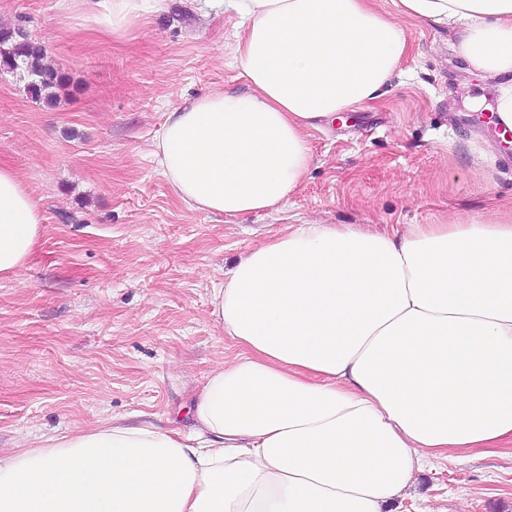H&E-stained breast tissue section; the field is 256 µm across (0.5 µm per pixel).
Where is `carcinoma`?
<instances>
[{"mask_svg":"<svg viewBox=\"0 0 512 512\" xmlns=\"http://www.w3.org/2000/svg\"><path fill=\"white\" fill-rule=\"evenodd\" d=\"M0 69L22 71L29 94L48 105L56 102V89L64 83V76L46 61L42 46L11 31H0Z\"/></svg>","mask_w":512,"mask_h":512,"instance_id":"cac0c4a2","label":"carcinoma"}]
</instances>
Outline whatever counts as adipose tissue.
Here are the masks:
<instances>
[{"instance_id": "obj_1", "label": "adipose tissue", "mask_w": 512, "mask_h": 512, "mask_svg": "<svg viewBox=\"0 0 512 512\" xmlns=\"http://www.w3.org/2000/svg\"><path fill=\"white\" fill-rule=\"evenodd\" d=\"M202 0L238 20L252 91L169 112L151 154L188 209L287 204L306 131L381 97L408 50L398 16L460 33L512 129V0ZM170 0H70L76 30L130 39ZM0 163V278L43 236ZM211 314L239 348L194 396L190 433L103 420L0 452V512H390L437 453L512 440V209L404 234L290 225L242 255Z\"/></svg>"}]
</instances>
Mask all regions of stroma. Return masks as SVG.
Returning a JSON list of instances; mask_svg holds the SVG:
<instances>
[{"instance_id":"1","label":"stroma","mask_w":512,"mask_h":512,"mask_svg":"<svg viewBox=\"0 0 512 512\" xmlns=\"http://www.w3.org/2000/svg\"><path fill=\"white\" fill-rule=\"evenodd\" d=\"M380 99L308 131L311 163L286 207L236 218L176 201L151 155L171 109L251 92L232 65L236 20L171 0L125 42L70 29L63 0H0L65 83L56 105L0 70V161L41 198L45 235L0 278V450L117 417L189 431L206 374L238 348L211 315L235 259L287 225L376 232L481 224L512 205V146L461 80L457 33L411 18ZM486 106L476 107V98ZM394 512H512V442L448 451Z\"/></svg>"}]
</instances>
